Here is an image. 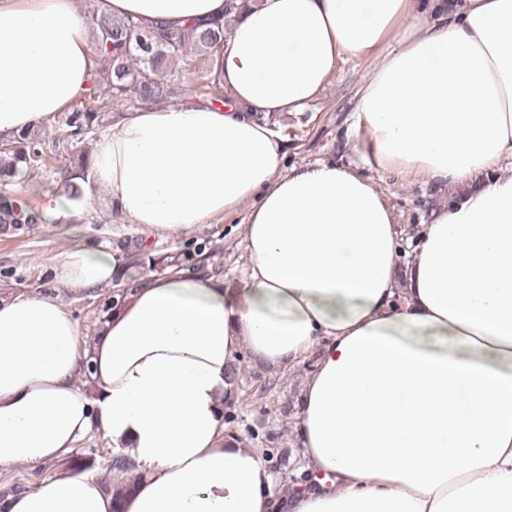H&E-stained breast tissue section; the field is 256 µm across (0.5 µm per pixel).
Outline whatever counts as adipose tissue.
Listing matches in <instances>:
<instances>
[{
    "label": "adipose tissue",
    "instance_id": "adipose-tissue-1",
    "mask_svg": "<svg viewBox=\"0 0 512 512\" xmlns=\"http://www.w3.org/2000/svg\"><path fill=\"white\" fill-rule=\"evenodd\" d=\"M100 0L179 29L230 19L224 104L120 112L93 185L147 235L180 239L248 205V274L173 268L128 282L92 340L59 296L0 284V465L39 468L99 434L133 464L0 494V512H512V0ZM91 27L73 0H0V139L51 130L86 90ZM375 58L351 126L358 162L283 170L276 116L339 62ZM375 167L458 190L406 239ZM122 260L74 242L58 288L111 286ZM315 363L289 495L230 436L242 353Z\"/></svg>",
    "mask_w": 512,
    "mask_h": 512
}]
</instances>
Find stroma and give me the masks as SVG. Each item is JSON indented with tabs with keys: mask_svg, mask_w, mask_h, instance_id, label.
Masks as SVG:
<instances>
[{
	"mask_svg": "<svg viewBox=\"0 0 512 512\" xmlns=\"http://www.w3.org/2000/svg\"><path fill=\"white\" fill-rule=\"evenodd\" d=\"M375 65L374 60L346 59L317 101L299 115L276 118L275 124L287 141L285 167L304 166L319 160L342 163L356 160L354 139L349 132L357 94ZM369 177L387 196L399 221L416 235L425 224L433 203L451 198L448 188H435L420 178L398 179L372 169ZM86 221L82 224H37L12 236L0 234V282L18 291L38 288L52 290L49 259L80 238L91 247L114 249L120 254L146 251L154 254H191L198 247L212 248L202 268L223 276L227 287H240L247 266L243 223L245 211H238L217 224H204L174 242L162 236L147 237L120 217L103 224L99 215L109 209L105 189L95 188L83 200ZM313 359L288 367L255 365L250 356L240 362L238 394L224 415L227 427L248 447L267 446L287 450L289 462L276 472L274 491L287 495L304 476L300 457L292 447L295 401L299 384L312 369Z\"/></svg>",
	"mask_w": 512,
	"mask_h": 512,
	"instance_id": "1",
	"label": "stroma"
}]
</instances>
